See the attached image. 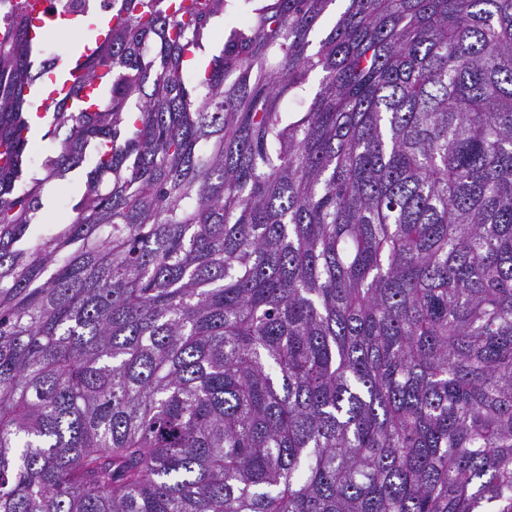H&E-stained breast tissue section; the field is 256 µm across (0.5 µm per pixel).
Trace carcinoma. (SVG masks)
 <instances>
[{
  "mask_svg": "<svg viewBox=\"0 0 512 512\" xmlns=\"http://www.w3.org/2000/svg\"><path fill=\"white\" fill-rule=\"evenodd\" d=\"M190 2L83 17L36 178L0 0V512H512V0ZM68 72L69 78L62 84H57L55 78L51 76L50 97L54 99L66 97L74 86L84 83V71L78 64L70 65ZM95 158L93 154L89 153L83 166L77 170L70 172L62 180L54 181L55 183H48L43 189V198H49L55 191L51 201L48 205H44L43 214L45 219L38 223L39 228L43 232L53 230L57 224L64 222L63 212L66 208L70 212L72 205L82 195L85 188V175L94 166ZM73 181L77 183V188L73 186Z\"/></svg>",
  "mask_w": 512,
  "mask_h": 512,
  "instance_id": "obj_1",
  "label": "carcinoma"
}]
</instances>
